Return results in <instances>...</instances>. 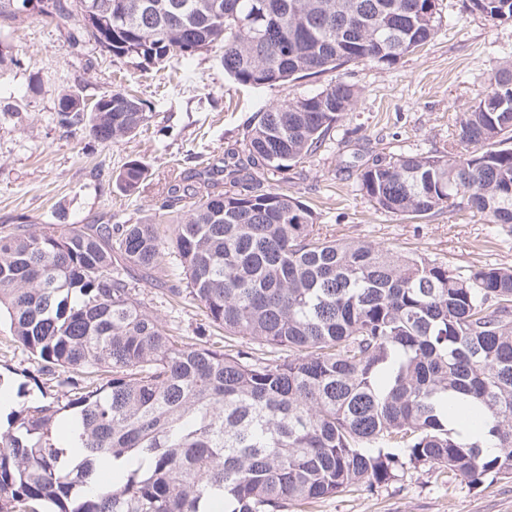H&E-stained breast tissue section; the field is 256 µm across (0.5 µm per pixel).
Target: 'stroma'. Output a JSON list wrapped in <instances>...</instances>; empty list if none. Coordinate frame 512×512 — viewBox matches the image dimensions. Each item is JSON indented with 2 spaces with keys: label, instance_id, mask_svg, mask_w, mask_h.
Here are the masks:
<instances>
[{
  "label": "stroma",
  "instance_id": "obj_1",
  "mask_svg": "<svg viewBox=\"0 0 512 512\" xmlns=\"http://www.w3.org/2000/svg\"><path fill=\"white\" fill-rule=\"evenodd\" d=\"M443 24L434 39L395 66L359 62L337 72L251 88L225 77L216 53L149 68H124L111 54L71 47L66 31L41 17L15 24L0 40V227L104 224L110 216L152 213L173 172L192 173L237 147L254 112L316 94L334 78L355 85L360 98L334 138L304 163L265 173V185L314 204L325 232L406 252L421 250L454 268L512 266V228L485 223L468 210L408 219L373 208L359 190L358 166L378 155L437 154L449 147L457 116L471 105L500 58L512 56V22L494 24L471 12L469 0H438ZM123 75L153 117L136 136L114 144L59 126L54 116L65 87L94 101ZM146 161L151 183L140 195L112 181L126 163ZM155 316L176 335L223 345L224 332L204 328L196 305L176 303L145 288ZM55 391L57 378L0 327V377L14 407L26 403L18 386L28 375ZM289 512H512V479L470 482L440 469L411 467L375 491L355 490Z\"/></svg>",
  "mask_w": 512,
  "mask_h": 512
}]
</instances>
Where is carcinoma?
Listing matches in <instances>:
<instances>
[{
    "mask_svg": "<svg viewBox=\"0 0 512 512\" xmlns=\"http://www.w3.org/2000/svg\"><path fill=\"white\" fill-rule=\"evenodd\" d=\"M0 31L37 16L73 46L135 70L219 53L245 87L274 86L350 63L395 65L428 43L441 15L414 0H36ZM112 30L93 28L105 4ZM493 23L512 0H470ZM61 95L62 127L117 143L148 126L142 99L117 87L97 109ZM358 98L341 78L255 112L241 146L173 178L158 209L114 224L0 229V324L59 374L0 429V512H288L369 491L417 465L472 482L512 478V266L461 271L415 250L323 236L311 205L240 172L286 171L330 139ZM149 165L115 177L140 192ZM377 210L426 217L460 206L512 224V60L487 76L455 124L448 153L376 159L359 174ZM188 300L224 349L186 343L153 316L140 285ZM288 357L259 358L236 338ZM482 407L471 440L448 403ZM119 464L95 480L96 462Z\"/></svg>",
    "mask_w": 512,
    "mask_h": 512,
    "instance_id": "carcinoma-1",
    "label": "carcinoma"
}]
</instances>
